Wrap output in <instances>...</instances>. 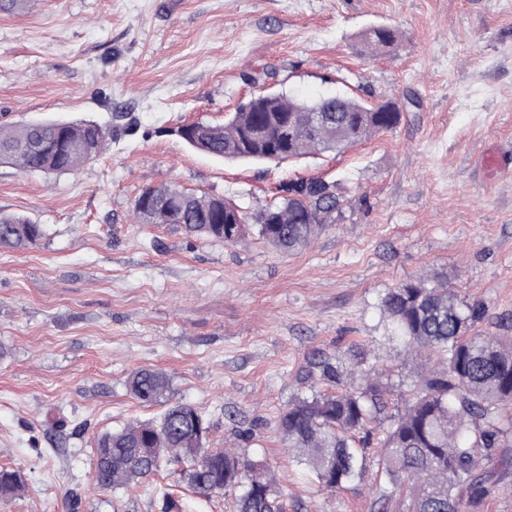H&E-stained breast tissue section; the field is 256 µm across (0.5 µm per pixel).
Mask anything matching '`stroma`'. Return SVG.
<instances>
[{"label": "stroma", "instance_id": "1", "mask_svg": "<svg viewBox=\"0 0 512 512\" xmlns=\"http://www.w3.org/2000/svg\"><path fill=\"white\" fill-rule=\"evenodd\" d=\"M374 26L399 29V45L361 54ZM265 88L391 101L401 120L280 165L224 161L174 135ZM116 112L135 127L72 173L0 164V214L46 230L36 247L0 249V469L26 480L0 512H161L162 489L183 512H233L234 491L197 497L169 466L126 493L94 486L98 435L163 411L127 388L143 368L201 412L209 447L274 473L287 512H376L375 469L324 490L277 419L311 394L317 351L408 394L430 362L396 338L382 301L421 275L485 305L478 330L512 336V0H31L0 13V126L107 125ZM490 153L499 168H484ZM311 176L345 203L292 254L252 224L229 245L134 218L152 186L251 213Z\"/></svg>", "mask_w": 512, "mask_h": 512}]
</instances>
